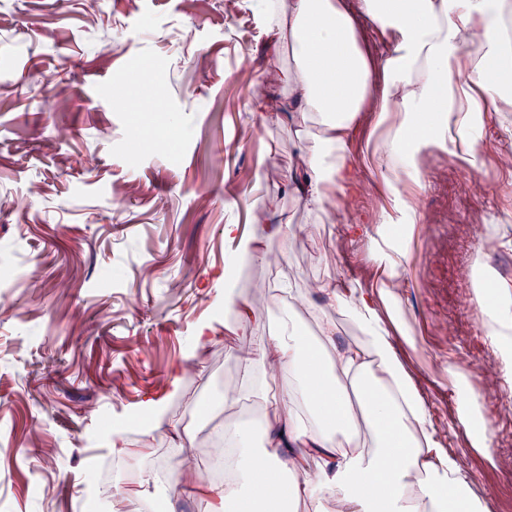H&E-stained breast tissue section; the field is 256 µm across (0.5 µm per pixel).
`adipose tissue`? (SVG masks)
I'll return each mask as SVG.
<instances>
[{
    "label": "adipose tissue",
    "instance_id": "ef3b65f1",
    "mask_svg": "<svg viewBox=\"0 0 512 512\" xmlns=\"http://www.w3.org/2000/svg\"><path fill=\"white\" fill-rule=\"evenodd\" d=\"M260 17L277 59L264 80L283 85L287 96L276 101L256 92V122L264 127L289 116L308 141L295 173L284 177L271 166L264 178L287 183L304 206L305 224H332L358 187L361 167L376 168L390 189L373 248L383 277L367 290L333 276L302 288L259 284L277 296L269 333L261 315L225 291L224 312L241 339L234 358L242 376L225 385L224 423L213 432L212 459L234 456L223 479L197 464L193 435L154 400L145 403L152 419L142 431L144 447H129L117 427L112 454L138 462L155 434H167L178 467L163 469L161 484L206 512H489L464 454L445 448L395 335L406 250L387 229L421 223L434 155L478 169L488 115L512 117V0H269ZM364 112L372 128L356 153L350 136ZM305 224L282 223L272 233L288 248ZM473 292L494 364L511 380L512 285L488 266ZM340 314L357 330L346 344L336 340ZM307 319L314 335L302 328ZM450 374L458 395L452 421L469 447L489 453L483 395L467 373ZM276 376L295 380L291 396L271 391ZM244 400L263 420L262 441L239 422Z\"/></svg>",
    "mask_w": 512,
    "mask_h": 512
}]
</instances>
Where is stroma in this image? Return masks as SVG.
<instances>
[{
	"mask_svg": "<svg viewBox=\"0 0 512 512\" xmlns=\"http://www.w3.org/2000/svg\"><path fill=\"white\" fill-rule=\"evenodd\" d=\"M257 0H0V512H108L91 484L113 467V426L161 400L195 438L224 422L220 391L238 374L224 328V288L275 319L257 284L329 275L326 255L348 221L379 213L388 191L370 170L337 224H312L286 262L224 270L242 241L265 235L255 215L300 224L304 213L263 178L289 172L297 140L255 125L250 110L273 56ZM154 68L155 106L127 109L135 74ZM154 143L131 155L132 135ZM512 130L489 116L483 164L437 158L421 193L400 296L447 444L465 453L492 512H512V387L492 379L493 347L467 278L484 244L512 283ZM238 227L236 239L224 227ZM372 241L347 245L345 277L372 287ZM213 324L216 343L196 348ZM457 365L484 395L493 455L449 427ZM183 392H172L174 375Z\"/></svg>",
	"mask_w": 512,
	"mask_h": 512,
	"instance_id": "1",
	"label": "stroma"
}]
</instances>
